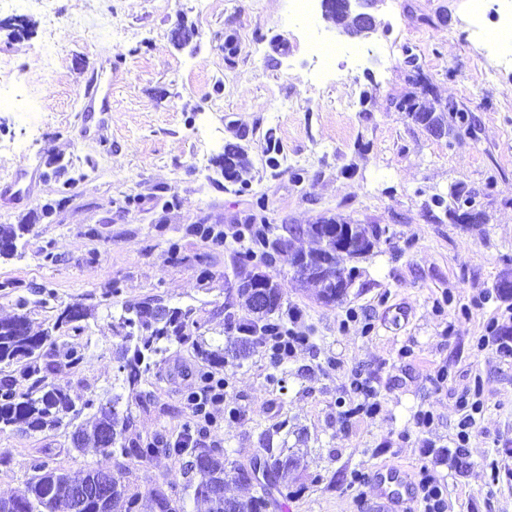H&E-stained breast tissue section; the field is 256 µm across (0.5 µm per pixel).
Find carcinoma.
<instances>
[{
    "mask_svg": "<svg viewBox=\"0 0 512 512\" xmlns=\"http://www.w3.org/2000/svg\"><path fill=\"white\" fill-rule=\"evenodd\" d=\"M329 19L352 36L366 38L376 33L372 21L359 15H350L344 10L329 11ZM224 178L247 183L249 161L245 150L235 144L224 145L221 156ZM328 229L310 224L304 230L316 243L309 250L311 269L301 268L295 272L298 282L319 285L324 280L336 279V271L346 263L370 252L377 237L378 229L370 224L353 225L350 249L336 250V236L331 226L335 218H324ZM28 231L26 224H0V255L11 256L17 250V241ZM292 242L279 236L273 240L266 234L258 233L252 238V247L242 254L243 264L259 259L261 264L272 262V253H288ZM251 285L241 283L238 287V305L245 316L236 325L238 335L231 336L227 345L196 344L197 354L213 368H222L228 357L245 359L261 345L265 336L278 326L273 316L280 313L282 303H276L264 315L254 314V299ZM193 309L172 308L164 317H156L148 312L147 306L126 309L112 318V332L117 339L115 353L123 372V388L128 390V398L141 407L151 402L150 395L140 389L142 378L149 370V360L164 354L173 344L181 345L190 339L186 329L194 323ZM88 310L81 303H72L60 309L52 327L39 334L31 332L30 321L25 313H18L6 320H0V365L10 366L22 360L27 361L25 383L19 384L11 376L0 379V432L7 429L17 431L44 432L61 426H72L71 443L78 452L85 450L91 441L102 453L122 458L118 467L124 471L139 470L150 459L160 454L177 457L187 456L183 474L189 476L182 491L176 485L168 488L147 480L143 490L133 492L123 481L112 483L110 493L105 498H91L84 512H114L117 505L125 506V512H136L140 501H145L150 512H186V497L208 506V512H267L275 504L269 486L298 467L299 460L286 452L284 447L273 446V436L280 433L278 425L264 434V455L262 462L271 472V480L259 485V491L248 497H234L226 494L230 483H240L246 470L230 461L224 453L214 448H203L198 441L190 438V427H185L180 437L171 443L164 436L157 435L141 441L126 435L129 417L121 413L119 407L123 395L116 394L107 402L94 397L75 401L69 391L48 381L53 367L64 360L77 366L84 360L82 351L74 346L57 344L53 331L65 325L84 320ZM92 413L91 424H77L75 420L84 412ZM30 469L34 475L24 489L9 497H0V512H65V505L71 490L78 485L93 486L100 482L102 470L87 469L78 476L47 468L39 456H31Z\"/></svg>",
    "mask_w": 512,
    "mask_h": 512,
    "instance_id": "1",
    "label": "carcinoma"
}]
</instances>
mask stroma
<instances>
[{"label":"stroma","mask_w":512,"mask_h":512,"mask_svg":"<svg viewBox=\"0 0 512 512\" xmlns=\"http://www.w3.org/2000/svg\"><path fill=\"white\" fill-rule=\"evenodd\" d=\"M288 5L50 0L0 12V224L29 227L15 255L0 258V282L19 284L0 293V318L25 299L37 333L66 304L90 307L80 329L59 331L83 363H59L49 379L104 401L122 385L112 318L123 307H190V336H230L240 230L262 225L273 238L334 215L376 225L343 302L321 303L277 258L283 308L308 338L293 357L275 367L259 348L212 371L191 344L174 346L145 374L155 402L131 406L128 434L177 439L191 420L183 395L209 371L226 388L204 446L248 468L263 456L262 432L283 423L303 455L279 512H352L356 492L372 489L348 487L351 471L414 476L424 465L444 485L448 512H512V479L492 484L487 467L500 448L512 469V362L487 331L495 322L512 333V296L496 287L512 271V65L495 70L501 53L473 34L469 0H381L382 25L367 39L316 19L325 40L357 51L331 58L321 76ZM52 17L79 29L47 54ZM180 27L189 41L173 39ZM409 51L420 72L406 65ZM108 57L122 63L111 110L84 111L85 79ZM409 97L423 110L456 105L472 126L434 136L400 109ZM228 143L248 154V184L224 177ZM455 193L472 198L479 222L435 205ZM358 384L377 393L375 417L355 413ZM476 385L468 455L446 464L459 398ZM420 410L434 415L429 429L414 423ZM70 433L0 432V496L24 489L41 448L53 469H114L112 457L74 451Z\"/></svg>","instance_id":"stroma-1"}]
</instances>
